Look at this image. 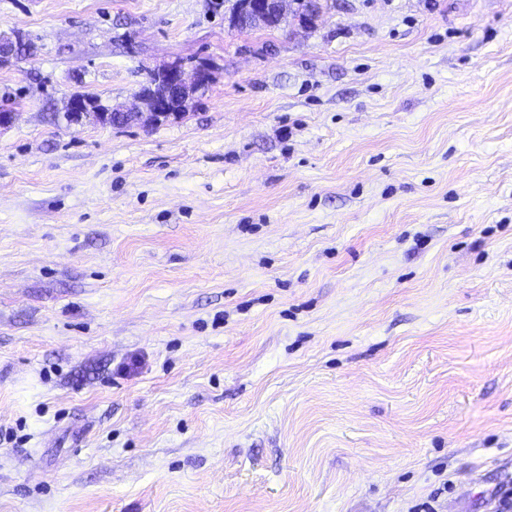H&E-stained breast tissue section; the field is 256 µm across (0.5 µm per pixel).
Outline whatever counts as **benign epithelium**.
Here are the masks:
<instances>
[{"label": "benign epithelium", "instance_id": "obj_1", "mask_svg": "<svg viewBox=\"0 0 512 512\" xmlns=\"http://www.w3.org/2000/svg\"><path fill=\"white\" fill-rule=\"evenodd\" d=\"M292 0H241L239 14L246 24L284 29L291 15ZM24 38L18 31L0 35V62L9 61L24 51ZM160 88L141 89L135 93L138 106L102 108L96 97L71 93L64 99L68 123L93 121L114 127L152 126L186 115L193 103L206 96L212 82L213 64L204 57L177 58L153 70Z\"/></svg>", "mask_w": 512, "mask_h": 512}]
</instances>
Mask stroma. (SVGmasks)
<instances>
[{
	"instance_id": "stroma-1",
	"label": "stroma",
	"mask_w": 512,
	"mask_h": 512,
	"mask_svg": "<svg viewBox=\"0 0 512 512\" xmlns=\"http://www.w3.org/2000/svg\"><path fill=\"white\" fill-rule=\"evenodd\" d=\"M0 0V512H489L512 485V0ZM207 57L201 103L134 107ZM306 1L295 0V17L308 14ZM292 3L291 0H242L239 14L248 25L284 29L288 26V16L296 19L289 8ZM160 88L139 89L135 93L138 106L133 109L112 106L103 109L95 96L71 93L64 99V112L69 124L93 121L113 127L130 125L152 126L186 115L189 106L206 96L212 82L213 64L210 59L176 58L152 71Z\"/></svg>"
}]
</instances>
